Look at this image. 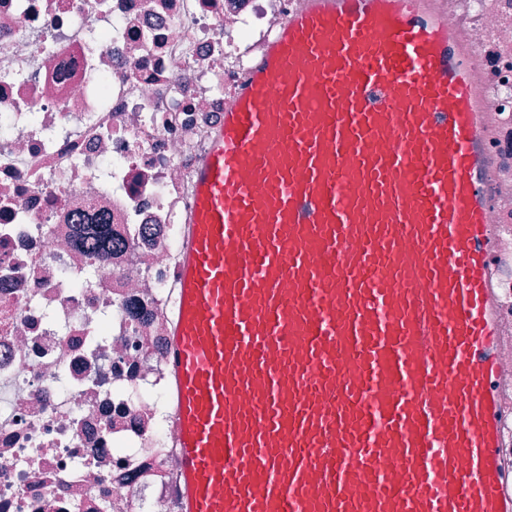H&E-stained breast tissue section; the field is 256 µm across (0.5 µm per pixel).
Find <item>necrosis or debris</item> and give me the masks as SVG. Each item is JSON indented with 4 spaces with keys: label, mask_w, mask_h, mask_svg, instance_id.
Wrapping results in <instances>:
<instances>
[{
    "label": "necrosis or debris",
    "mask_w": 512,
    "mask_h": 512,
    "mask_svg": "<svg viewBox=\"0 0 512 512\" xmlns=\"http://www.w3.org/2000/svg\"><path fill=\"white\" fill-rule=\"evenodd\" d=\"M298 0H0V512H179L167 306L190 172ZM512 224V0H435ZM105 219L104 259L78 225Z\"/></svg>",
    "instance_id": "obj_1"
}]
</instances>
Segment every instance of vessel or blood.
<instances>
[{
	"label": "vessel or blood",
	"instance_id": "1",
	"mask_svg": "<svg viewBox=\"0 0 512 512\" xmlns=\"http://www.w3.org/2000/svg\"><path fill=\"white\" fill-rule=\"evenodd\" d=\"M471 56L433 0H300L191 172L181 512H512V320ZM507 241L502 242L501 248L495 254L494 262L500 275V300L506 317L512 314V262H509L506 249ZM507 317V318H508Z\"/></svg>",
	"mask_w": 512,
	"mask_h": 512
}]
</instances>
